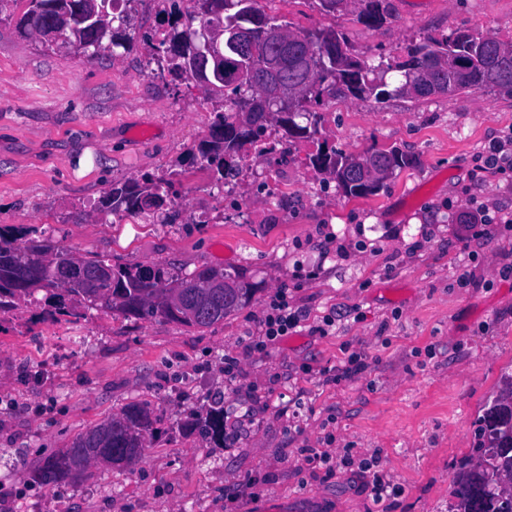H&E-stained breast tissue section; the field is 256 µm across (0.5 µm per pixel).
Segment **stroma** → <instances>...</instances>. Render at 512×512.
<instances>
[{"instance_id": "stroma-1", "label": "stroma", "mask_w": 512, "mask_h": 512, "mask_svg": "<svg viewBox=\"0 0 512 512\" xmlns=\"http://www.w3.org/2000/svg\"><path fill=\"white\" fill-rule=\"evenodd\" d=\"M361 22L318 0H261L290 30L334 27L371 63L454 30L512 38V0H390ZM133 51L76 57L0 21V233L52 237L73 254L244 271L252 302L198 331L127 318L45 292L0 309V512H448L452 480L478 461L479 419L512 375V174L486 168L512 150V90L417 100L327 98L320 137L348 153L395 149L407 167L349 198L315 169V144L280 135L247 170V208L224 205L192 155L214 105L199 86L147 65L161 0H137ZM171 180L180 216L101 209L113 184ZM482 210L488 221L474 224ZM302 317L258 353L277 289ZM354 378L325 382L350 354ZM240 371L226 379L224 360ZM224 404L234 444L193 424ZM154 424L142 457L46 487L31 472L86 427L129 404ZM373 461L372 471L356 462ZM394 495L375 502L373 473Z\"/></svg>"}]
</instances>
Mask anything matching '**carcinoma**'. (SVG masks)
Listing matches in <instances>:
<instances>
[{
	"instance_id": "1",
	"label": "carcinoma",
	"mask_w": 512,
	"mask_h": 512,
	"mask_svg": "<svg viewBox=\"0 0 512 512\" xmlns=\"http://www.w3.org/2000/svg\"><path fill=\"white\" fill-rule=\"evenodd\" d=\"M25 11L17 25L29 34L56 27L77 34L87 49L134 48L130 13L125 0H0V16L14 14L19 3ZM175 20L162 30L159 44L164 55L149 63L187 81H197L196 70L187 63L205 65L199 57L205 27L224 29V74L206 90L216 107L210 139L199 154L202 168L218 183L238 175L241 162L257 138L275 125L291 138H312L318 133V113L310 105L326 97L334 99H379L389 93L415 99L465 90L512 89V41L477 36L467 30L453 31L413 46L407 58L395 65L399 84L386 90L385 72L368 60L349 53L344 34L332 27L291 31L288 25V55L279 68L260 67L265 58L279 56L270 41V28L277 20L257 13L254 0H189L181 10L179 0H169ZM327 12L349 4L361 6L360 17L369 26L390 17L388 0H318ZM246 36V47L232 42L230 31ZM251 81L238 79L245 59ZM281 95L272 98L268 88ZM312 166L329 174L350 197L375 193L407 158L396 150H372L346 154L336 148L319 147L309 156ZM171 181L144 174L139 179L117 183L102 202L109 211L136 215L168 206ZM44 290L59 304L77 297L85 307L117 311L138 319L162 318L194 329H208L224 317L249 304L256 292L253 283L239 271L202 267L179 274L167 264L120 266L98 254L75 256L50 239L11 241L0 237V309L14 300ZM153 427L152 411L137 404L78 433L70 445L45 457L32 470V477L45 486L78 480L94 465H132L141 457L146 435ZM197 431L217 445H224V407L219 406L194 423ZM482 455L478 463L453 478V498L448 512H512V376L483 415Z\"/></svg>"
}]
</instances>
